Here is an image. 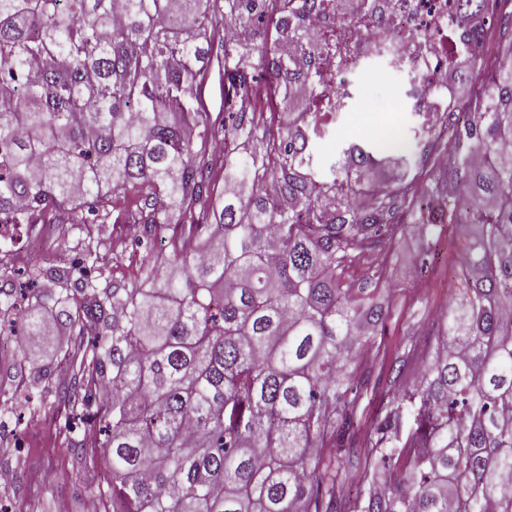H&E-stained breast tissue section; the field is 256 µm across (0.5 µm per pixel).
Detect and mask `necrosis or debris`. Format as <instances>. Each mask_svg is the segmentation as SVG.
<instances>
[{"label":"necrosis or debris","instance_id":"necrosis-or-debris-1","mask_svg":"<svg viewBox=\"0 0 512 512\" xmlns=\"http://www.w3.org/2000/svg\"><path fill=\"white\" fill-rule=\"evenodd\" d=\"M353 2L355 9L347 16L337 15L334 0H316L305 11V28L320 50L318 92L311 111H345V99L336 90L339 75L382 46L395 59L414 63L432 90L428 125H435L443 113L455 111L448 91V54L450 46H461L462 40L452 0Z\"/></svg>","mask_w":512,"mask_h":512}]
</instances>
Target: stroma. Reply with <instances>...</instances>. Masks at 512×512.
I'll return each instance as SVG.
<instances>
[{"label": "stroma", "instance_id": "1", "mask_svg": "<svg viewBox=\"0 0 512 512\" xmlns=\"http://www.w3.org/2000/svg\"><path fill=\"white\" fill-rule=\"evenodd\" d=\"M416 74L410 66L392 67L383 56L361 59L342 81L346 110L329 123V136L317 145L319 154L325 156L341 145L361 141L375 126H392L401 131L405 154L424 158V179L436 177L439 169L428 159L430 147L415 135L422 122L420 113L432 97L431 91L416 81ZM293 89L292 96L278 99L273 110L264 112L257 137L281 132L290 119L308 111L311 97L306 82H297ZM196 108L211 122L223 123V61L211 60L198 89ZM135 210V198L128 193L114 199L107 215L83 224H58L52 213H45L42 238L30 253L27 271L83 260L92 268L94 285L134 280L142 266L164 253L173 235L172 228L166 227L153 248H117V240L135 236L136 226L131 221ZM471 232L468 225L444 231L439 243L441 258L433 268L422 265L428 239L415 224L404 225L388 251L361 250L348 262L346 283L366 289L387 312L365 363L371 380L355 402L354 422L360 433H369L380 411L394 416L402 431L412 428L413 407L389 392L385 378L406 342H416L420 355H430L435 343L431 322L448 303V270L457 265ZM377 265L384 269L379 279L373 276ZM97 428L93 410L71 411L55 397L48 405L32 403L1 422L0 470L12 472L18 480L0 488V503L9 512H84L86 503L98 496L104 485L105 469L98 461L73 462L68 442Z\"/></svg>", "mask_w": 512, "mask_h": 512}]
</instances>
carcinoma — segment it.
Returning a JSON list of instances; mask_svg holds the SVG:
<instances>
[{
  "instance_id": "1",
  "label": "carcinoma",
  "mask_w": 512,
  "mask_h": 512,
  "mask_svg": "<svg viewBox=\"0 0 512 512\" xmlns=\"http://www.w3.org/2000/svg\"><path fill=\"white\" fill-rule=\"evenodd\" d=\"M265 2L0 0V218L36 224L54 210L81 223L115 190L136 194L145 238L196 207L215 217L189 225L134 282L97 289L73 267L53 269L20 310L5 272L0 323L30 340L73 333L58 346L60 400H98L103 427L72 456L100 452L112 512H512V155L496 152L512 140V68L493 67L512 54V30L485 44L468 18L486 0H457L467 48L487 46L488 87L469 122L449 112L434 132L421 124L431 146L455 144L433 186L400 155L414 174L376 191L364 169L395 149L371 137L325 163L316 112L259 148L230 147L253 139V120L231 112L238 97L262 84L268 104L310 81L314 49L277 53L306 29L265 41ZM218 14L240 33L224 45L219 211L203 192L211 160L193 148L218 132L190 103ZM255 56L271 80L248 77ZM444 182L463 194L422 223L476 228L430 359L408 387L416 345L389 369L415 429L386 418L361 439L347 392L367 384L357 353L385 313L344 284L343 268L392 243L401 214ZM354 471L379 489L341 498Z\"/></svg>"
}]
</instances>
